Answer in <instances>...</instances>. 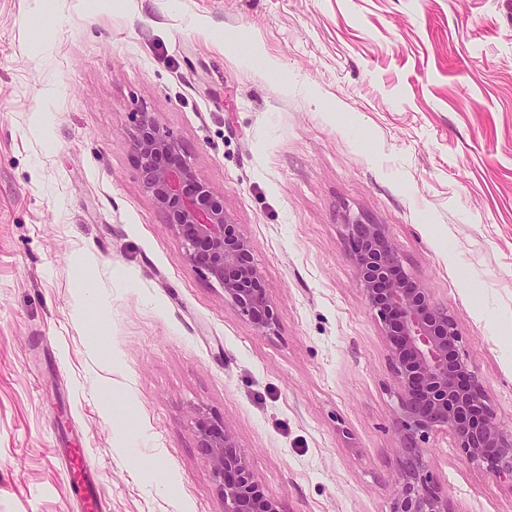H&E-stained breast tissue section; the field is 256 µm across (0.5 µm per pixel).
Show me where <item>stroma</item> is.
I'll use <instances>...</instances> for the list:
<instances>
[{"label": "stroma", "instance_id": "stroma-1", "mask_svg": "<svg viewBox=\"0 0 512 512\" xmlns=\"http://www.w3.org/2000/svg\"><path fill=\"white\" fill-rule=\"evenodd\" d=\"M142 110L223 191L272 330L143 190ZM356 218L512 434V0H0V512H89L75 448L109 512H224L202 413L283 512H391L401 392ZM421 450L448 512H512L450 432Z\"/></svg>", "mask_w": 512, "mask_h": 512}]
</instances>
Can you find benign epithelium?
<instances>
[{
    "label": "benign epithelium",
    "instance_id": "1",
    "mask_svg": "<svg viewBox=\"0 0 512 512\" xmlns=\"http://www.w3.org/2000/svg\"><path fill=\"white\" fill-rule=\"evenodd\" d=\"M133 158L143 190L177 231L189 263L205 271L259 331L276 323L265 280L248 243L235 235L224 193L201 181L180 143L150 112L138 113ZM356 275L384 324L401 391V453L411 457L392 512H448V500L422 474L418 442L442 429L494 473L512 477V435L500 429L473 379L448 313L404 269L382 224L347 225ZM197 447L210 459L224 512H281L261 491L224 422L199 415Z\"/></svg>",
    "mask_w": 512,
    "mask_h": 512
}]
</instances>
